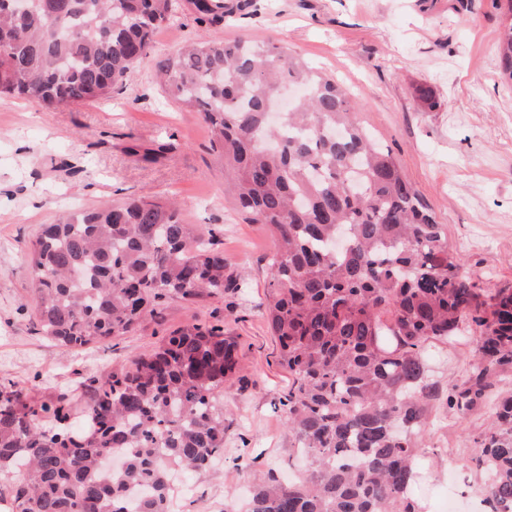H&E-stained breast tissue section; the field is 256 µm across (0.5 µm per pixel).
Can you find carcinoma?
Listing matches in <instances>:
<instances>
[{
	"label": "carcinoma",
	"mask_w": 512,
	"mask_h": 512,
	"mask_svg": "<svg viewBox=\"0 0 512 512\" xmlns=\"http://www.w3.org/2000/svg\"><path fill=\"white\" fill-rule=\"evenodd\" d=\"M224 24V0H188ZM181 0H0V96L55 112L91 104L154 51ZM512 83V22L495 42ZM167 98L210 127L224 192L271 235L264 317L279 345L280 400L309 469L257 476L224 512H423L415 438L437 401L471 409L494 366L512 361V286L486 290L360 122L348 90L273 43L219 36L157 63ZM35 314L64 348L137 329L175 298L241 288L224 253L177 202L145 197L74 210L29 247ZM475 335L481 367L444 389L428 348ZM236 341L220 324L170 332L78 398L0 391V488L10 512H170V473L224 457V390ZM475 439L481 502L512 512V392L488 402Z\"/></svg>",
	"instance_id": "obj_1"
}]
</instances>
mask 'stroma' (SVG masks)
Wrapping results in <instances>:
<instances>
[{"mask_svg":"<svg viewBox=\"0 0 512 512\" xmlns=\"http://www.w3.org/2000/svg\"><path fill=\"white\" fill-rule=\"evenodd\" d=\"M221 30L184 11L155 35L144 60L111 98L57 112L0 97V387L37 400L80 392L89 378L158 345L199 321L236 336L239 369L224 395L223 473L186 474L189 490L175 512H224L251 473L274 468L302 477L305 462L275 407L288 391L277 343L263 317L273 243L224 194V164L208 126L165 98L157 60L184 44L221 34L275 42L343 82L363 124L386 144L406 179L443 224L463 273L483 288L512 285V85L502 81L494 43L512 15L494 0H225ZM429 87L434 107L415 90ZM166 145L156 161L135 145ZM175 199L183 219L216 247L242 291L174 299L146 315L135 332L73 350L43 336L34 316V272L27 247L44 225L73 208L128 197ZM473 344L431 349L441 385L470 370ZM491 424L485 408L430 411L417 438L423 475L414 492L427 512L452 503L480 512L482 473L473 439Z\"/></svg>","mask_w":512,"mask_h":512,"instance_id":"obj_1","label":"stroma"}]
</instances>
